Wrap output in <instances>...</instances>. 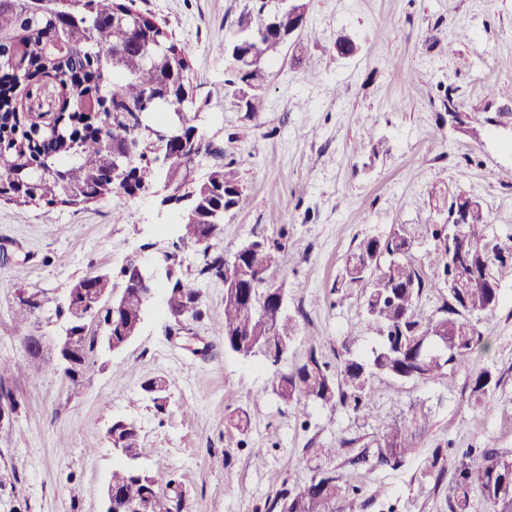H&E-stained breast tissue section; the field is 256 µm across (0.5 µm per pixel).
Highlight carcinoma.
I'll list each match as a JSON object with an SVG mask.
<instances>
[{
	"label": "carcinoma",
	"mask_w": 512,
	"mask_h": 512,
	"mask_svg": "<svg viewBox=\"0 0 512 512\" xmlns=\"http://www.w3.org/2000/svg\"><path fill=\"white\" fill-rule=\"evenodd\" d=\"M43 8L34 0H0V200L17 206L48 210L81 206L130 194L114 184L107 171L112 150L128 155V174L139 173L135 186L156 188L163 198L185 196L187 154L182 139L203 143L212 164L204 181L194 184L192 209L177 224V244L203 252L194 277L182 276L166 292L169 312L187 322L201 316L200 283L224 280V317L215 333L224 349L242 357L270 358L280 346L293 342L299 311L277 321L259 306L252 282L258 271L268 275L286 270L294 255L281 243L267 244L254 256L208 253L218 232L214 214L239 204L238 172L224 162V148L204 140L195 125L199 112L191 66L185 49L168 26L149 12L134 8V0H58ZM288 19L277 12L259 15L246 6L228 45L238 53L227 57L224 86L240 104L257 111L264 85L251 84L254 72L266 73L288 38ZM171 131L164 164H154L152 132ZM479 225L463 228L471 264H458L460 249L448 238V222L431 218L421 224H397L384 238H365L348 254L336 287L349 298L354 289L371 281L363 312L381 342L368 356L346 355L336 374L316 348L293 370H274L271 392L283 402L311 401L322 406L336 402L365 410L372 397L371 379L384 373L400 380L431 382L448 371L471 370L472 357L482 341L478 324L496 303L492 289L469 285L481 270L512 258L497 244L482 239ZM429 243L426 274L413 260L414 248ZM426 288H445L441 307L421 317L415 308ZM444 346L445 357L432 358ZM498 385L484 369L472 375L471 392L485 400ZM428 423L425 407L413 404L400 419L388 424L374 440L379 465L399 466L416 449ZM112 447L121 451L122 464L112 471V490L137 495L142 512H180L181 492L174 474L150 472L129 451L140 447L136 425L112 427ZM512 484V457L488 444L476 457L460 464L449 497L450 512H471L472 496L480 494L493 512H512V495L499 494ZM361 512L332 472L314 474L298 488H284L271 508L279 512Z\"/></svg>",
	"instance_id": "cac0c4a2"
}]
</instances>
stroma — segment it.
I'll return each mask as SVG.
<instances>
[{
  "instance_id": "1",
  "label": "stroma",
  "mask_w": 512,
  "mask_h": 512,
  "mask_svg": "<svg viewBox=\"0 0 512 512\" xmlns=\"http://www.w3.org/2000/svg\"><path fill=\"white\" fill-rule=\"evenodd\" d=\"M306 28L266 71L258 111L224 88V44L247 0H136L165 20L192 65L205 139L222 144L239 171L242 196L224 214L210 250L231 256L250 239L278 241L297 261L277 282L289 310L303 311L280 364L292 370L317 348L365 355L380 337L363 315V295L339 300L347 254L393 225L442 220L434 188L477 198L486 239L512 247V128L485 126L480 139L451 129L441 105L452 95L473 119L497 111L491 86L512 85V0H305ZM357 45L335 50L338 32ZM148 190L52 212L0 203V380L14 399L0 423V512H103L119 462L109 430L134 422L141 464L174 472L181 512H269L282 487L309 481V451L340 448L328 470L358 490L365 512H449L448 488L466 453L491 443L512 453V264L495 267L500 298L482 330L472 369L498 385L490 407L474 402L469 375L435 382L377 375L366 411L336 404L283 403L270 391L260 355L224 348V282L201 286L200 319L186 322L192 348L176 339L163 295L123 349L95 347L91 370L73 385L58 364V308L73 282L129 260L151 264L172 250V211ZM28 321L17 318L28 301ZM40 351L26 354L27 337ZM169 384L164 407L142 385ZM416 402L432 416L417 450L399 468L372 460L373 440ZM245 417L248 426L233 421ZM365 464H355L358 456Z\"/></svg>"
}]
</instances>
